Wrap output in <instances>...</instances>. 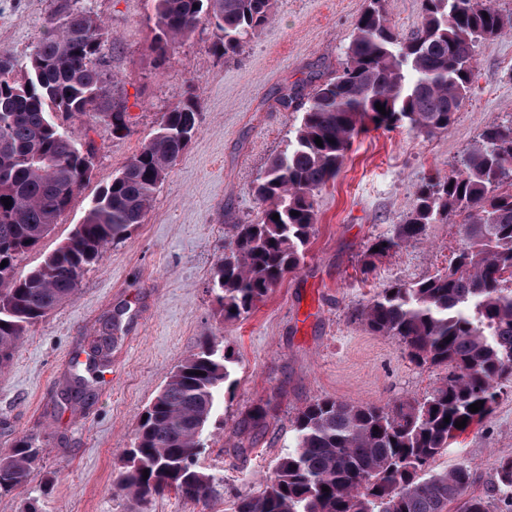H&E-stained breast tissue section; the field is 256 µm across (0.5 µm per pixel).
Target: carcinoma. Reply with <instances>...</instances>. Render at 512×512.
Instances as JSON below:
<instances>
[{
	"label": "carcinoma",
	"mask_w": 512,
	"mask_h": 512,
	"mask_svg": "<svg viewBox=\"0 0 512 512\" xmlns=\"http://www.w3.org/2000/svg\"><path fill=\"white\" fill-rule=\"evenodd\" d=\"M385 3L368 0L341 73L316 85L286 150L255 185L266 208L257 223L235 225L234 247L216 264L213 289L224 319L249 313L299 268L317 223L315 196L335 179L366 123L405 125L428 136L448 131L472 92L477 45L512 28L493 0H422L420 27L401 39ZM274 8L275 0H154L150 50L161 63L207 22L213 51L232 57L272 19ZM110 48L112 33L102 21L67 7L26 60L0 49V262L8 261L0 267V372L29 328L74 296L106 246L142 223L198 131L201 105L189 91L91 201L67 240L40 266L16 276V261L58 223L91 171V152L66 123L101 118L113 136L130 134L126 100L106 78ZM6 197L9 206L1 203ZM455 220L464 244L446 269L391 284L360 312L368 331L398 338L416 364L448 367L442 385L424 399L393 406L310 402L296 418L293 450L279 458L262 491L239 498L235 512H490L489 498L467 495L468 466L435 472L430 463L465 432L455 422L465 418L469 428L488 417L498 387L512 381L511 118L488 124L448 175L422 182L414 210L373 243L379 252H369L364 265L423 239L429 224ZM116 326L109 323L100 340H91L88 370L110 361ZM232 363L215 337L201 339L199 351L146 408L147 419L139 420L119 471L120 489L145 500L172 492L208 502L213 479L197 455ZM477 401L482 409L469 411ZM272 411L269 402L253 409L244 426H261ZM38 455L30 438L0 452V493L24 486ZM493 491L509 495L512 507V457L500 459Z\"/></svg>",
	"instance_id": "carcinoma-1"
}]
</instances>
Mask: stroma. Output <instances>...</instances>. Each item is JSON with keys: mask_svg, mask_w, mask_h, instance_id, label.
<instances>
[{"mask_svg": "<svg viewBox=\"0 0 512 512\" xmlns=\"http://www.w3.org/2000/svg\"><path fill=\"white\" fill-rule=\"evenodd\" d=\"M79 4L106 23L114 46L108 69L127 101L132 132L116 138L104 121L90 138L93 167L52 231L16 263L39 266L82 223L90 201L150 139L164 112L194 89L199 129L158 187L141 224L88 266L76 295L29 328L0 374V450L33 439L39 461L30 481L0 494V512H230L259 493L293 444L295 419L321 397L386 405L428 396L446 367L417 366L400 342L371 334L358 308L381 288L411 283L447 267L464 238L458 224H431L426 239L363 259L375 238L391 235L416 203V190L450 164L493 120L512 115V31L480 44L472 92L447 132L399 127L355 138L343 165L315 197L317 223L300 268L239 319L225 320L212 289L218 257L234 225L259 220L253 188L283 152L312 96L314 80L336 76L367 0H276L273 21L226 59L200 26L163 62L149 45L152 0H0V48L26 59L48 21ZM299 87L297 107L281 92ZM121 312L118 340L89 400L57 406L78 353L104 318ZM230 349L234 385L218 401L199 453L214 478L208 505L168 494L143 502L117 486L121 460L139 418L171 372L197 352L202 337ZM272 403L263 427L239 431L259 405ZM512 456V382L494 410L461 434L432 465L469 466V494L485 495L500 458Z\"/></svg>", "mask_w": 512, "mask_h": 512, "instance_id": "obj_1", "label": "stroma"}]
</instances>
